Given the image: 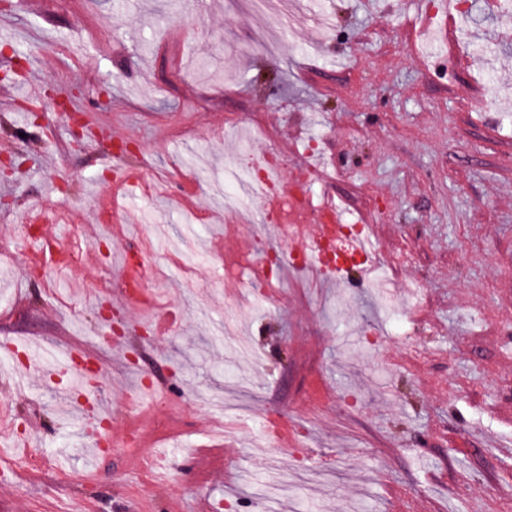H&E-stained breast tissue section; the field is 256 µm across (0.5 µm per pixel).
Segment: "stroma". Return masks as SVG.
Instances as JSON below:
<instances>
[{
	"label": "stroma",
	"instance_id": "35a3bbf8",
	"mask_svg": "<svg viewBox=\"0 0 512 512\" xmlns=\"http://www.w3.org/2000/svg\"><path fill=\"white\" fill-rule=\"evenodd\" d=\"M325 2L331 33L313 0L284 22L248 0H0V89L44 81L41 103L0 106V409L53 460L0 474V512H263L248 484L279 470L309 512H512V10L469 0L437 40L423 15L449 0ZM244 150L369 225L407 315L371 280L299 271L275 199L225 213ZM23 213L82 265L25 239ZM134 252L154 302L121 308ZM99 404L98 449L78 429ZM269 413L288 443L261 444ZM150 454L166 483L142 480Z\"/></svg>",
	"mask_w": 512,
	"mask_h": 512
}]
</instances>
